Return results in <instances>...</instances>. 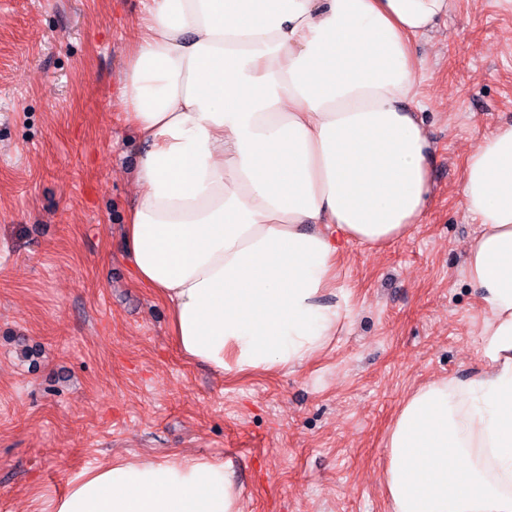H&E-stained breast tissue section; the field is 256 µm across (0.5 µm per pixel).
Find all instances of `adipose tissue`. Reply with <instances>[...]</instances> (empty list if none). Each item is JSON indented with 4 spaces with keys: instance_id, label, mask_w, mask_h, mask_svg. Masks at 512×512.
I'll return each mask as SVG.
<instances>
[{
    "instance_id": "obj_1",
    "label": "adipose tissue",
    "mask_w": 512,
    "mask_h": 512,
    "mask_svg": "<svg viewBox=\"0 0 512 512\" xmlns=\"http://www.w3.org/2000/svg\"><path fill=\"white\" fill-rule=\"evenodd\" d=\"M448 2L145 0L121 79L145 145L125 235L185 356L220 373L311 360L352 312L342 246L422 222L413 45ZM461 196L481 226L465 272L488 367L403 402L385 440L392 512H512V127L468 154ZM239 497L223 461L147 457L78 477L53 512H240Z\"/></svg>"
}]
</instances>
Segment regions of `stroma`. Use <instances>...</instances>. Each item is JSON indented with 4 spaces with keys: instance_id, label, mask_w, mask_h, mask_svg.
Wrapping results in <instances>:
<instances>
[{
    "instance_id": "35a3bbf8",
    "label": "stroma",
    "mask_w": 512,
    "mask_h": 512,
    "mask_svg": "<svg viewBox=\"0 0 512 512\" xmlns=\"http://www.w3.org/2000/svg\"><path fill=\"white\" fill-rule=\"evenodd\" d=\"M143 0H0V512H47L80 475L145 457L231 466L241 512H391L385 439L405 398L487 364L465 248V160L512 126V11L453 0L417 40L432 142L422 223L337 260L352 314L275 372H214L138 285L124 226L142 144L120 101Z\"/></svg>"
}]
</instances>
